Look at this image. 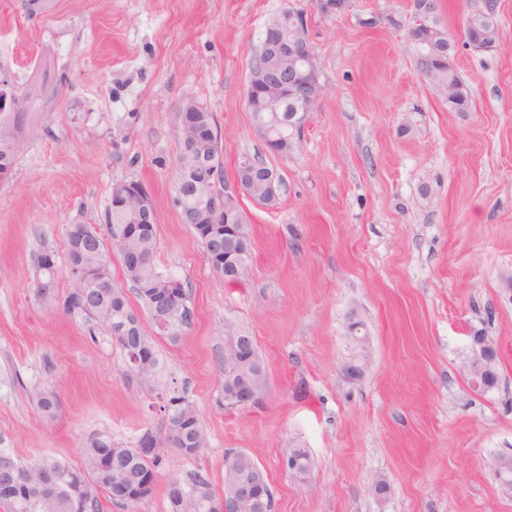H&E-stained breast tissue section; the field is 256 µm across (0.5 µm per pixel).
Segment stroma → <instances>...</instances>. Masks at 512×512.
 <instances>
[{"label":"stroma","instance_id":"1","mask_svg":"<svg viewBox=\"0 0 512 512\" xmlns=\"http://www.w3.org/2000/svg\"><path fill=\"white\" fill-rule=\"evenodd\" d=\"M303 13L324 94L287 156L269 153L245 90L267 21ZM476 0H440L470 95L452 112L418 72L406 31L413 0H0V54L19 86L39 80L38 111L16 120L21 148L0 181V454L80 465L87 437L134 446L164 411L125 376L111 336L42 300L34 258L66 262L70 225L104 229L114 182L144 184L159 231L157 268L188 283L190 325L156 327L113 261L160 354V377L184 392L208 440L195 456L168 449L154 493L100 512H168L170 474L206 473L224 495V457L250 454L274 512H512L495 472L512 455V0L503 32L477 52L464 30ZM211 112L233 178L242 154L280 174L276 207L241 197L252 245L236 284L211 266L181 219L178 107ZM368 342L362 375L343 368ZM256 338L267 388L227 409L226 334ZM499 350V379L480 393L461 369L473 333ZM56 392L48 417L33 396ZM306 448L307 479L281 465ZM384 480L385 494L374 491Z\"/></svg>","mask_w":512,"mask_h":512}]
</instances>
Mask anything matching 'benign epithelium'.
Instances as JSON below:
<instances>
[{
  "label": "benign epithelium",
  "instance_id": "7a95c632",
  "mask_svg": "<svg viewBox=\"0 0 512 512\" xmlns=\"http://www.w3.org/2000/svg\"><path fill=\"white\" fill-rule=\"evenodd\" d=\"M418 23L427 32L431 46L429 55L422 57L423 76L437 93L456 101L463 95L462 87L447 83L446 59L457 50V44L450 37L431 25L439 0H414ZM318 65L313 49L309 43L308 23L305 16L298 14L294 21L292 35L282 36L278 23H266L261 41V54L251 67L246 99L249 105L273 109L287 96H292L301 103V117L298 123H307L318 100L323 94V87L317 77ZM42 95V87L33 84L25 89L17 86L12 70L0 68V112L20 115L29 110L31 101ZM203 108L192 99L181 102L178 112L180 119V136L177 154L188 155L193 159L189 170L193 182H204L212 187L211 193L194 211L209 219L211 224L224 225V238L208 252L213 268L224 271V277L230 280L243 278L249 268L248 257L251 255V243L247 232L243 231V221L239 215L240 196L245 186L261 184L266 193L277 198L281 183L278 171L267 162L245 155L238 159L233 183L223 182L224 168L216 166L204 153V145L217 138L215 130H210L207 138L200 136L198 113ZM129 204L136 207L138 227L122 228L121 237L133 235L137 231H147V225L155 223V209L148 189L139 182H120L112 192V208L122 209ZM70 276L85 280V287L77 290L73 299L74 308L86 305L95 283L88 280L85 273L77 267L71 268ZM154 308L159 318L181 310L184 302L180 285L174 281H164L151 286ZM360 353L357 360L345 367L351 377L359 376L363 371V362L367 359L368 349L364 338L354 337ZM232 351L237 367H224V407L242 409L256 403L266 387L267 368L261 356L255 355L257 346L255 337L235 334L226 337L224 351ZM498 349L485 337H473L470 353L462 363V370L472 388L487 392L498 381ZM198 425L188 413L166 421L162 432L152 428L145 429L138 437L134 448L136 456L148 463L138 469L135 479L123 486L112 489V500L129 504L141 501L152 495L158 472L150 463L162 454L159 435L166 436L181 453L192 456L198 449L192 447ZM288 451L281 457V464L294 477L303 474V457L301 448L290 440L286 443ZM235 505L224 500H214L210 505L213 512H274V499L268 478L263 473L252 477L237 478L233 487Z\"/></svg>",
  "mask_w": 512,
  "mask_h": 512
}]
</instances>
